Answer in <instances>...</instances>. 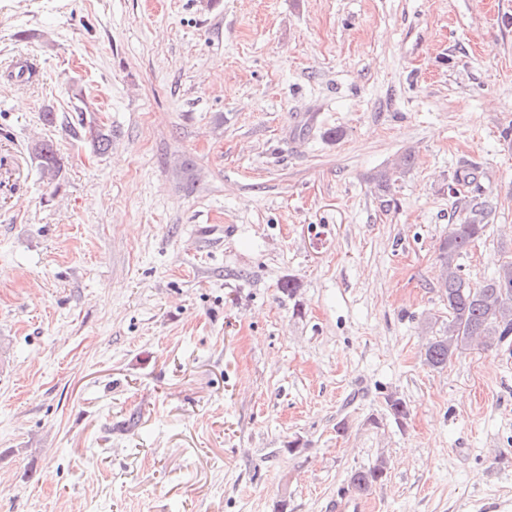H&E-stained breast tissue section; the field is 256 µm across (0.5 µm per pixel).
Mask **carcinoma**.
Here are the masks:
<instances>
[{
    "label": "carcinoma",
    "instance_id": "obj_1",
    "mask_svg": "<svg viewBox=\"0 0 512 512\" xmlns=\"http://www.w3.org/2000/svg\"><path fill=\"white\" fill-rule=\"evenodd\" d=\"M30 150L42 178L50 184L57 181L63 164L53 142H37ZM495 210L485 197L464 196L452 213L448 235L439 243V289L448 306V323L425 344V361L434 369L445 368L477 341L487 346L512 341V257L499 261L492 274L475 285L463 276L460 263L471 243L484 235ZM384 475L385 463L380 459L368 468L351 472L348 490L364 495Z\"/></svg>",
    "mask_w": 512,
    "mask_h": 512
}]
</instances>
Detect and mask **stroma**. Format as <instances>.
<instances>
[{"label":"stroma","instance_id":"obj_1","mask_svg":"<svg viewBox=\"0 0 512 512\" xmlns=\"http://www.w3.org/2000/svg\"><path fill=\"white\" fill-rule=\"evenodd\" d=\"M476 187L473 282L512 253V0H0V512H333L380 458L366 512H512V348L424 360ZM32 156L37 160L43 179L49 184L57 181L62 173L63 164L52 141L43 140L30 147ZM385 463L382 459L368 467L354 470L348 480L347 489L359 495L367 494L385 475Z\"/></svg>","mask_w":512,"mask_h":512}]
</instances>
